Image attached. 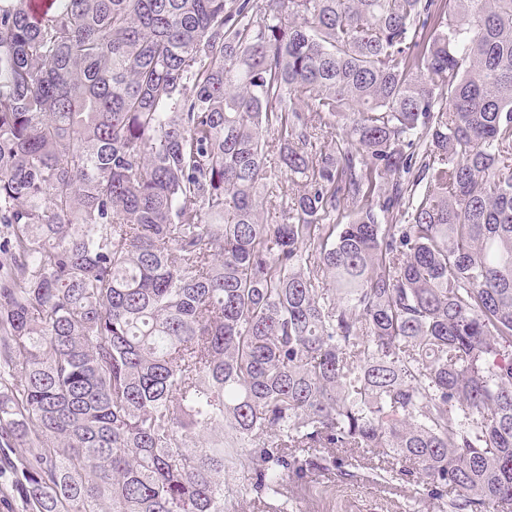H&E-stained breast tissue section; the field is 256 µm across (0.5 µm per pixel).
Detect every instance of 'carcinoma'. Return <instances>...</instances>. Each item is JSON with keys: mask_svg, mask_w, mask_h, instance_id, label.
I'll return each mask as SVG.
<instances>
[{"mask_svg": "<svg viewBox=\"0 0 512 512\" xmlns=\"http://www.w3.org/2000/svg\"><path fill=\"white\" fill-rule=\"evenodd\" d=\"M33 2L0 0L29 512H234L338 450L512 512V0Z\"/></svg>", "mask_w": 512, "mask_h": 512, "instance_id": "cac0c4a2", "label": "carcinoma"}]
</instances>
